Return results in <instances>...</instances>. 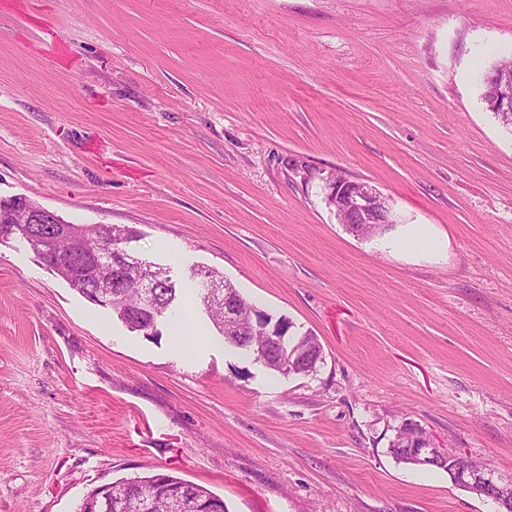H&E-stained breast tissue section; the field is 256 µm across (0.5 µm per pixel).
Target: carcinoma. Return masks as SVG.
I'll return each instance as SVG.
<instances>
[{
	"mask_svg": "<svg viewBox=\"0 0 512 512\" xmlns=\"http://www.w3.org/2000/svg\"><path fill=\"white\" fill-rule=\"evenodd\" d=\"M503 78H512V57L500 59L483 75V100L486 101L495 94L497 83ZM133 237L132 230L112 224L80 225L77 235L56 238L53 245L46 249L45 253L39 255V258L82 295L85 284L70 278L63 272L57 264V258L63 257L79 261L90 253H107L123 247ZM158 274L165 281V284L157 289L156 295L158 319L161 320L168 315L175 302L180 299L181 292L172 281L168 269L160 266ZM189 279L193 280L196 295L201 299L209 319L218 329H223L224 304L210 301L208 279L198 273L196 269L191 271ZM231 292L240 308L244 325L243 335L250 337L249 347L244 349V352L257 357L263 353L267 340L266 332L258 325L257 319L263 316L268 320L275 318L281 323L285 317L276 318L260 309L245 299L236 288L231 289ZM137 295L135 272L131 270L124 286L112 289V304L109 305V308L116 313L117 318L132 332L137 331L141 324L145 323V316L137 309ZM298 340L301 341V347L305 354L295 357L290 373L310 375L318 371V364L321 363L323 355L322 347L317 337L309 332L301 335L295 332L288 334V343L292 344ZM425 438H427V432L419 425L399 429L394 438L395 446L390 448L389 452L396 460L411 464L413 458L408 449L410 441ZM111 489H113L114 499L107 504L102 505L96 502L94 493L90 492L81 502L78 512H170L168 492L172 490L181 491L184 495L199 500L203 508L215 504L218 506L219 512H227L224 501L208 489L169 474L120 479L111 483Z\"/></svg>",
	"mask_w": 512,
	"mask_h": 512,
	"instance_id": "carcinoma-1",
	"label": "carcinoma"
}]
</instances>
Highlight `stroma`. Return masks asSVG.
<instances>
[{"label":"stroma","instance_id":"35a3bbf8","mask_svg":"<svg viewBox=\"0 0 512 512\" xmlns=\"http://www.w3.org/2000/svg\"><path fill=\"white\" fill-rule=\"evenodd\" d=\"M509 51L512 0H0V198L135 229L323 348L274 373L193 299L182 358L0 238V512L156 473L229 512H498L389 447L409 420L512 473V131L481 98ZM339 174L390 230L338 222ZM328 204L346 219V226L358 236L356 225L393 224V208L390 199L370 184L350 180L329 183Z\"/></svg>","mask_w":512,"mask_h":512}]
</instances>
